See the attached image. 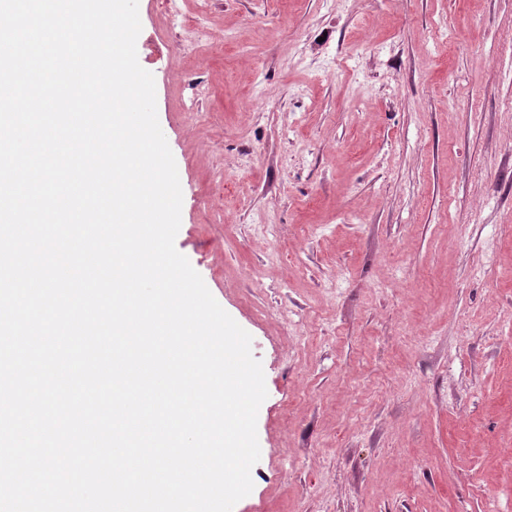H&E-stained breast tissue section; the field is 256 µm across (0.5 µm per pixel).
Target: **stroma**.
Instances as JSON below:
<instances>
[{"instance_id":"stroma-1","label":"stroma","mask_w":512,"mask_h":512,"mask_svg":"<svg viewBox=\"0 0 512 512\" xmlns=\"http://www.w3.org/2000/svg\"><path fill=\"white\" fill-rule=\"evenodd\" d=\"M139 17L175 246L265 376L233 512H512V0Z\"/></svg>"}]
</instances>
